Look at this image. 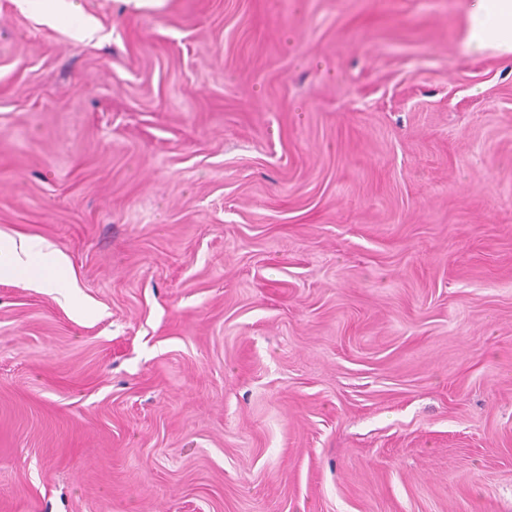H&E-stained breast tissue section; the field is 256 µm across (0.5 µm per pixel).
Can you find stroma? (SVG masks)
Segmentation results:
<instances>
[{"instance_id":"1","label":"stroma","mask_w":512,"mask_h":512,"mask_svg":"<svg viewBox=\"0 0 512 512\" xmlns=\"http://www.w3.org/2000/svg\"><path fill=\"white\" fill-rule=\"evenodd\" d=\"M0 0V512H512V57L470 0ZM463 48L472 55H512V0H473L467 12ZM26 267L30 281L37 288H58L68 285L70 263L59 250L33 248L21 241L18 246L0 238V278L12 276L19 268Z\"/></svg>"}]
</instances>
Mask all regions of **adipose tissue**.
Returning a JSON list of instances; mask_svg holds the SVG:
<instances>
[{
    "label": "adipose tissue",
    "mask_w": 512,
    "mask_h": 512,
    "mask_svg": "<svg viewBox=\"0 0 512 512\" xmlns=\"http://www.w3.org/2000/svg\"><path fill=\"white\" fill-rule=\"evenodd\" d=\"M463 48L472 55H512V0H472ZM22 267L30 273L36 287L58 288L69 283L70 263L61 251L36 250L24 242L0 240V278L10 277Z\"/></svg>",
    "instance_id": "adipose-tissue-1"
}]
</instances>
